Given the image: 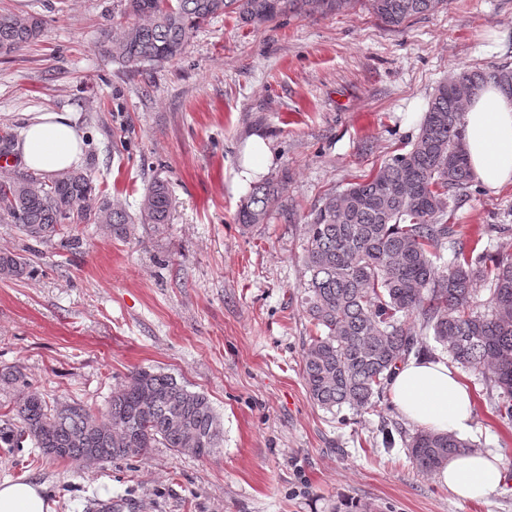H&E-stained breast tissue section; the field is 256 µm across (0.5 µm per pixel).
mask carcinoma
<instances>
[{
  "instance_id": "cac0c4a2",
  "label": "carcinoma",
  "mask_w": 512,
  "mask_h": 512,
  "mask_svg": "<svg viewBox=\"0 0 512 512\" xmlns=\"http://www.w3.org/2000/svg\"><path fill=\"white\" fill-rule=\"evenodd\" d=\"M373 13L392 27L434 13L445 0H368ZM340 0H126L134 21L106 38L102 50L112 61L158 64L181 56L190 35L219 16L261 27L286 14L327 15ZM43 18L0 10V56L37 41ZM456 80L477 92L493 83L512 94V69H462ZM463 99L443 84L428 103L410 149L397 154L339 194H328L306 225L303 262L309 279L302 304L316 329L304 349L303 379L311 400L333 411L347 405L374 411L384 397L392 368L419 351L417 332L435 340L462 368L485 378L498 391L497 415L512 422V259L487 261L466 248L450 204L466 191L472 175L462 149ZM16 173L0 181V223L13 224L37 243L63 237L80 224H107L124 239L135 219L100 194L86 168L48 178ZM284 179L253 185L235 220L249 230L265 223L281 199ZM172 199L155 181L141 200L143 224H166ZM452 259L444 261V251ZM21 254H0V278L31 275ZM484 283L487 301L478 302L474 285ZM416 325L411 326L407 319ZM0 383L29 387L17 367L0 373ZM105 420L91 408L46 401L28 392L0 424V447L20 448L27 439L42 448H60L55 461L78 462L88 448L103 461L139 455L149 448L187 447L197 456L219 447L223 429L209 398L170 374L138 369L112 392ZM416 470L434 474L448 458L470 446L452 434L421 429L404 439Z\"/></svg>"
}]
</instances>
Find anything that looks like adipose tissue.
Returning <instances> with one entry per match:
<instances>
[{
	"label": "adipose tissue",
	"instance_id": "obj_1",
	"mask_svg": "<svg viewBox=\"0 0 512 512\" xmlns=\"http://www.w3.org/2000/svg\"><path fill=\"white\" fill-rule=\"evenodd\" d=\"M463 149L475 181L495 191L512 184V95L495 84L466 103ZM84 142L66 112H40L23 129L18 155L29 171L51 176L77 166ZM398 411L411 423L459 437L472 429L471 393L446 359H409L397 364L388 384ZM438 480L462 500H483L502 485L501 457L493 451L465 452L449 459ZM0 512H53L40 485L0 482Z\"/></svg>",
	"mask_w": 512,
	"mask_h": 512
}]
</instances>
